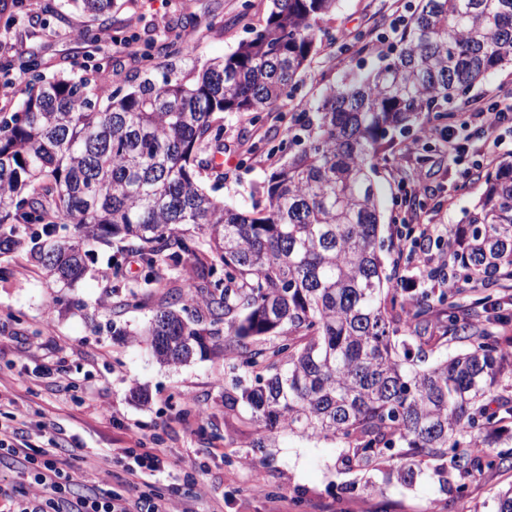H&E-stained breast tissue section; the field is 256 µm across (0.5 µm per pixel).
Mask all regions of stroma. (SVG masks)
<instances>
[{
    "label": "stroma",
    "mask_w": 512,
    "mask_h": 512,
    "mask_svg": "<svg viewBox=\"0 0 512 512\" xmlns=\"http://www.w3.org/2000/svg\"><path fill=\"white\" fill-rule=\"evenodd\" d=\"M53 13H46V6ZM417 0H339L326 26L343 42L322 41L293 94L261 120L227 113L220 121L221 165H209L200 180L225 204L249 209L260 203L253 188L287 158L292 119L349 71L377 67L389 54L392 26L409 18ZM270 0H116L108 21L89 17L66 0H0V113L14 112L25 98L30 74L24 64L37 58L49 76L84 74L101 67L110 77L108 93H125L140 81L162 83L178 74L193 79L196 69L224 57L262 25ZM98 32L94 43L76 40L83 28ZM156 47L146 50V31ZM181 34L196 46L193 58H173L163 45ZM132 41L135 55L120 44ZM512 94V65L498 68L449 104L456 118L435 126L421 114L409 130L394 132L392 151L376 174L382 197L384 255L394 279L411 276L400 238L418 235L424 224L447 234L463 223L485 189V174L496 161L477 157L484 141L469 110L502 93ZM469 152L460 166L448 160V136ZM417 191L425 208L409 206L404 195ZM116 266L120 275L105 282L98 271ZM149 274L130 248L98 250L88 275L76 287L59 290L23 260L0 263V396L13 402L20 426L77 437L87 464L76 467L89 486L122 492L114 475L120 449L142 443L160 448L167 467L152 476L153 492L174 500L194 499L196 512H495L496 495L512 486V468L474 471L465 489L442 484L425 469L409 486L386 481L382 472L364 476L345 468L335 441L277 433L270 447H252V427L243 413L224 407V391L235 381L251 385L236 369L231 352L214 346L185 365L158 363L138 336L152 319L160 297L114 314L117 301ZM120 334H113V327ZM147 390L145 403L132 401L133 387Z\"/></svg>",
    "instance_id": "1"
}]
</instances>
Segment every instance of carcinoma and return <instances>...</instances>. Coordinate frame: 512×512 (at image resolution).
Masks as SVG:
<instances>
[{"mask_svg":"<svg viewBox=\"0 0 512 512\" xmlns=\"http://www.w3.org/2000/svg\"><path fill=\"white\" fill-rule=\"evenodd\" d=\"M337 2L272 0L252 37L197 79H145L105 104L103 70L46 77L29 60L26 97L0 116V257L24 258L61 288L114 239L152 270L172 262L191 290L156 312L147 349L185 364L205 337L225 335L254 374L224 390V407L248 413L252 447L280 431L333 439L346 466L405 485L430 458L462 489L478 468L512 465V449L486 452L512 424L511 399L489 405L512 382V350L455 301L512 281V158L451 229L460 275L438 295L409 296L386 272L374 175L390 131L423 112L447 117L442 103L512 62V0H419L382 65L294 118L287 161L257 188L262 209L229 207L198 184L211 163L201 155L224 148L215 115L272 111L309 69ZM72 6L104 16L113 0ZM450 337L467 352L416 363Z\"/></svg>","mask_w":512,"mask_h":512,"instance_id":"1","label":"carcinoma"}]
</instances>
